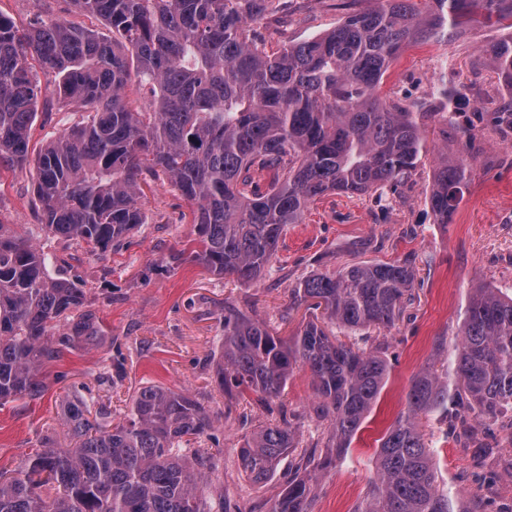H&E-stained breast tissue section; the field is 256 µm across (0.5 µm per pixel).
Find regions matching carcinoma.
Listing matches in <instances>:
<instances>
[{"label": "carcinoma", "mask_w": 512, "mask_h": 512, "mask_svg": "<svg viewBox=\"0 0 512 512\" xmlns=\"http://www.w3.org/2000/svg\"><path fill=\"white\" fill-rule=\"evenodd\" d=\"M70 2L111 35L64 19L20 29L0 14V170L29 162L40 96L34 61L66 104L87 113L36 153L47 232L117 249L146 223L143 185L165 177L191 206V257L241 280L274 260L285 227L301 223L312 203L403 180L427 122L445 139L456 127L463 90L450 78L433 92L444 112L380 98L381 79L406 47L450 38L477 14L487 26L512 21V0H372L333 30L270 53L250 23L273 0ZM485 55L512 92V36ZM134 79L148 87L146 112L128 99ZM469 179L466 160L440 157L429 197L437 223H448ZM52 260L0 223V405L41 395L48 363L105 336L85 291L52 274ZM414 280L405 262L315 273L293 299L322 314L290 338L224 306L218 387L230 404L273 415L246 436L243 472L262 481L297 448L287 410L273 408L297 368L309 371L311 410L331 434L320 457L298 454L269 512H308L317 473L343 460L387 381L386 347L347 343L333 328L393 327ZM439 347L449 354L446 369L412 377L405 411L382 438L374 488L354 512H473L440 487L436 449L419 428L435 411L448 435L473 447L477 488L499 478L484 467L496 433L512 441V296L473 289L455 336ZM215 423L190 393L161 385L139 391L117 421L106 404L93 412L72 403L65 426L75 446L46 437L24 465L0 471V512H228L209 480L220 453Z\"/></svg>", "instance_id": "obj_1"}]
</instances>
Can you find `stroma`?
<instances>
[{
  "instance_id": "35a3bbf8",
  "label": "stroma",
  "mask_w": 512,
  "mask_h": 512,
  "mask_svg": "<svg viewBox=\"0 0 512 512\" xmlns=\"http://www.w3.org/2000/svg\"><path fill=\"white\" fill-rule=\"evenodd\" d=\"M367 0H280L276 12L255 22L268 50L308 40L336 26L346 13L365 8ZM0 14L19 27L55 19L77 18L69 0H0ZM512 29L472 23L449 40H433L406 48L384 75L379 92L401 100L431 101L442 76L463 83L470 102L459 121L471 127L477 149L469 186L449 224L436 223L429 203L433 172L441 154L457 157L466 150L456 132L440 136L428 126L425 147L409 178L382 193L332 194L311 204L301 223L289 225L276 258L253 281L209 273L191 257L167 268L172 251L186 246L195 231L185 215L189 203L166 180L149 183L141 199L146 224L116 251L99 253L83 244L45 237L34 198L33 166L0 173V222L15 225L22 237L43 245L62 261L61 271L96 310L106 336L95 346L79 345L44 370L45 390L36 399L0 406V469L22 465L50 437L73 447L64 412L80 395L110 404L122 416L130 398L156 384L186 390L220 420L222 454L211 475L224 497L239 512H267L271 497L288 481L294 457L284 458L261 483L240 469L238 456L247 429L267 422L254 409L248 423L227 411L215 383L210 358L224 337V307L233 305L259 316L271 331L290 336L305 312L291 307V292L317 271H335L356 262H406L416 274L415 299L389 329L367 332L369 345L384 344L393 363L388 380L356 433L345 459L319 472L309 512H353L367 497L375 479V459L387 429L404 410L412 377L423 367H442L439 337H453L468 297L475 288H498L512 295V150L492 117L511 96L486 63L484 47ZM41 99L31 143L40 145L78 121L57 98L53 76L40 75ZM125 374L116 385L102 378L115 361ZM292 416L300 448L325 446L326 423L309 415V373L296 370L281 395ZM437 450L442 488L458 495L475 470L472 452L457 447L446 434L439 414L422 422Z\"/></svg>"
}]
</instances>
